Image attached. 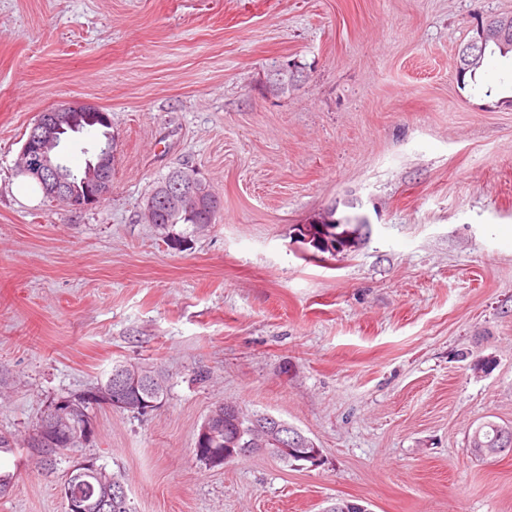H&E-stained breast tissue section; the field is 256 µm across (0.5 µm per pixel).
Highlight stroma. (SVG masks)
Here are the masks:
<instances>
[{"label": "stroma", "instance_id": "stroma-1", "mask_svg": "<svg viewBox=\"0 0 512 512\" xmlns=\"http://www.w3.org/2000/svg\"><path fill=\"white\" fill-rule=\"evenodd\" d=\"M512 0H0V512H65L26 444L113 366L162 371L148 413L101 404L81 457L135 512H512V57L458 83L478 17ZM296 69L297 81L269 85ZM93 102L112 190L75 210L14 192L41 112ZM199 169L223 209L174 246L141 218ZM356 248L297 237L328 210ZM270 414L318 466L194 453L217 405ZM468 447L469 449L474 448L485 458L494 457L501 448H506V450L500 454L511 451L512 427H503L492 420H486L469 436Z\"/></svg>", "mask_w": 512, "mask_h": 512}]
</instances>
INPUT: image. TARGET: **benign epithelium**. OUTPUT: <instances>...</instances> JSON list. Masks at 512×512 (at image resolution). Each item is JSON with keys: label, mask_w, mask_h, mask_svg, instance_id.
Here are the masks:
<instances>
[{"label": "benign epithelium", "mask_w": 512, "mask_h": 512, "mask_svg": "<svg viewBox=\"0 0 512 512\" xmlns=\"http://www.w3.org/2000/svg\"><path fill=\"white\" fill-rule=\"evenodd\" d=\"M479 32L484 41L502 40L512 34V16L491 17L481 25ZM92 112L98 114L102 122H111L109 113L89 102L73 105L63 104L41 113L22 147L17 165L18 173L36 177L46 193L66 202L76 210L97 206L112 188L114 152L110 148L96 153L86 170V176L82 179V187L77 189L66 180L60 164L55 160V148L61 133L67 127L76 128L84 120L93 121L90 116ZM163 207L212 212L217 209V202L212 197L211 191L205 188L197 173L191 170L179 172L158 187L156 192L147 199L142 211L145 222L155 223L160 209ZM143 384L144 374L141 373L138 366L129 364L115 372L104 392L100 394V398L105 400V404L109 406L123 409L128 407V404L119 394L121 388L137 389ZM72 411L73 408L70 405L64 407L55 405L48 410L44 415V425L47 431L53 435L68 432L73 427ZM229 414H238L236 406L226 404L224 412L210 413L203 423L200 436L206 439L216 437L222 430V416ZM249 428L252 435L251 442L255 443L257 437L273 436L278 430L288 429V425L271 415L261 414L250 418ZM114 495L121 499L126 497L125 490L114 491L109 486L106 487L103 498L94 502L74 497L67 491L63 492L66 512H102L105 506L112 503Z\"/></svg>", "instance_id": "obj_1"}]
</instances>
